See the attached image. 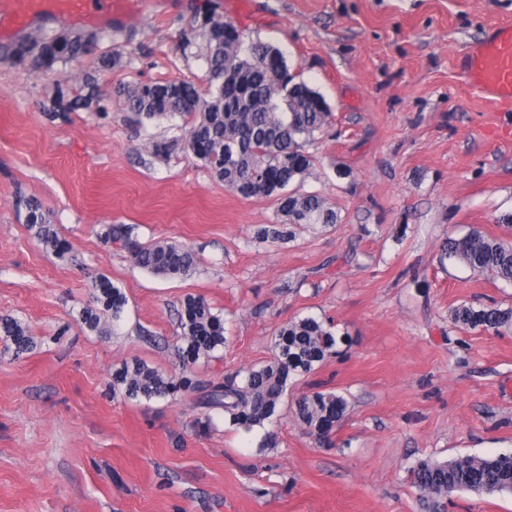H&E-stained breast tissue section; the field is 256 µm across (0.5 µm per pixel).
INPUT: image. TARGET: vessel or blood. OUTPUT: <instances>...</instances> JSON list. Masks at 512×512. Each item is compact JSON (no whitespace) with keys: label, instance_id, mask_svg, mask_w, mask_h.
<instances>
[{"label":"vessel or blood","instance_id":"1","mask_svg":"<svg viewBox=\"0 0 512 512\" xmlns=\"http://www.w3.org/2000/svg\"><path fill=\"white\" fill-rule=\"evenodd\" d=\"M115 9V0H0V34L26 31L47 15L108 19ZM460 68L471 85L512 104V24L497 25L488 38L470 46Z\"/></svg>","mask_w":512,"mask_h":512}]
</instances>
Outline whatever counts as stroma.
I'll use <instances>...</instances> for the list:
<instances>
[{"instance_id":"obj_1","label":"stroma","mask_w":512,"mask_h":512,"mask_svg":"<svg viewBox=\"0 0 512 512\" xmlns=\"http://www.w3.org/2000/svg\"><path fill=\"white\" fill-rule=\"evenodd\" d=\"M251 2L248 16L232 0H126L106 25L44 21L121 52L103 73L92 56L47 72L0 59V315L34 340L20 357L0 343V512H417V459L512 451V332L449 320L461 303L512 306V285L441 257L473 230L512 240V110L457 66L490 26L512 23V0ZM211 9L278 48L325 99L332 127L299 189L325 197L337 224L258 238L280 219L274 200L226 189L185 151L153 155L163 126L137 125L115 100L134 82L206 86L181 44ZM94 71L107 116H53L58 84ZM27 197L65 256L28 229ZM112 224L188 246L196 269L137 268L105 239ZM100 277L127 300L103 336L80 320ZM189 295L225 319L223 360L194 367L205 385L268 360L274 328L298 316L333 321L351 345L298 379L264 429L230 425L198 391L113 396L112 373L131 359L179 373ZM316 386L350 402L324 445L293 414ZM268 431L276 447H263Z\"/></svg>"}]
</instances>
